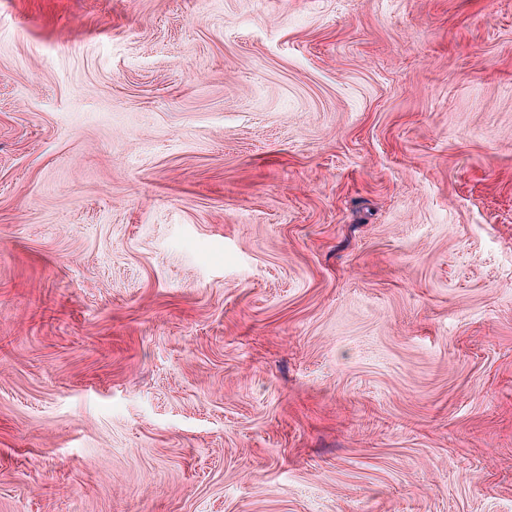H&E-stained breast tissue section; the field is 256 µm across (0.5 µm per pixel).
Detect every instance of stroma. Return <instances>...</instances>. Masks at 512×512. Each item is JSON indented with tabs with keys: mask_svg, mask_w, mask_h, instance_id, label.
<instances>
[{
	"mask_svg": "<svg viewBox=\"0 0 512 512\" xmlns=\"http://www.w3.org/2000/svg\"><path fill=\"white\" fill-rule=\"evenodd\" d=\"M0 512H512V0H0Z\"/></svg>",
	"mask_w": 512,
	"mask_h": 512,
	"instance_id": "1",
	"label": "stroma"
}]
</instances>
